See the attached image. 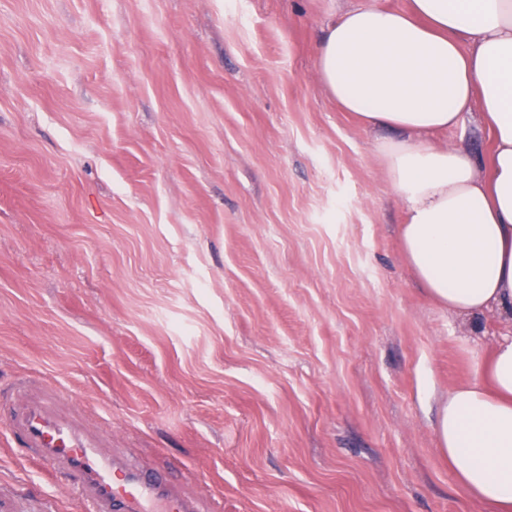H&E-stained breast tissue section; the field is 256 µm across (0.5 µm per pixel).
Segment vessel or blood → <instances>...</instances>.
Masks as SVG:
<instances>
[{
	"label": "vessel or blood",
	"instance_id": "b4317fda",
	"mask_svg": "<svg viewBox=\"0 0 512 512\" xmlns=\"http://www.w3.org/2000/svg\"><path fill=\"white\" fill-rule=\"evenodd\" d=\"M6 404L0 396L9 447L26 449L46 477L65 476L82 512H199L197 503L175 492L160 472L101 453L98 439L61 413L54 393H43L17 411H6Z\"/></svg>",
	"mask_w": 512,
	"mask_h": 512
}]
</instances>
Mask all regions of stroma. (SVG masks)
<instances>
[{
    "label": "stroma",
    "instance_id": "1",
    "mask_svg": "<svg viewBox=\"0 0 512 512\" xmlns=\"http://www.w3.org/2000/svg\"><path fill=\"white\" fill-rule=\"evenodd\" d=\"M361 0H0V388L201 512H492L433 423L512 320L434 301L318 76ZM23 512L52 489L0 445Z\"/></svg>",
    "mask_w": 512,
    "mask_h": 512
}]
</instances>
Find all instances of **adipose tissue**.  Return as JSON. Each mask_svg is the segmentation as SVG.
Returning <instances> with one entry per match:
<instances>
[{
  "label": "adipose tissue",
  "instance_id": "1",
  "mask_svg": "<svg viewBox=\"0 0 512 512\" xmlns=\"http://www.w3.org/2000/svg\"><path fill=\"white\" fill-rule=\"evenodd\" d=\"M319 78L378 144L403 200L404 256L449 312L512 314V0H364L334 16L317 46ZM479 112L493 152L433 134ZM489 168L479 177L480 165ZM441 451L470 498L512 512V336L481 376L449 393L436 422Z\"/></svg>",
  "mask_w": 512,
  "mask_h": 512
}]
</instances>
